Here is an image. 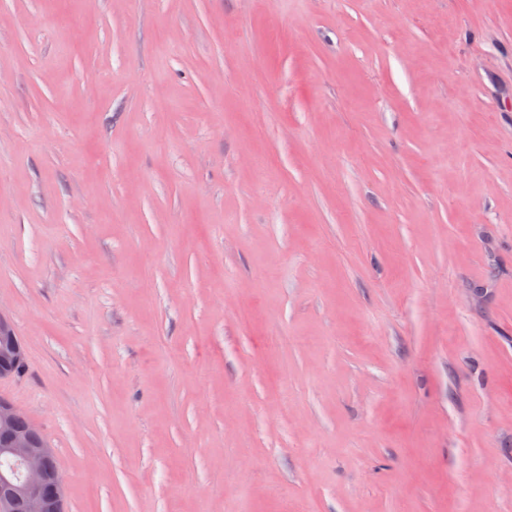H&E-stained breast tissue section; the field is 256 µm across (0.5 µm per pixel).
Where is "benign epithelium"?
Segmentation results:
<instances>
[{
	"mask_svg": "<svg viewBox=\"0 0 512 512\" xmlns=\"http://www.w3.org/2000/svg\"><path fill=\"white\" fill-rule=\"evenodd\" d=\"M25 360V349L14 324L0 314V379L14 374ZM21 410L0 397V456L12 461L0 470V512H14L21 501L26 512H63L65 488L52 448L33 423L19 428Z\"/></svg>",
	"mask_w": 512,
	"mask_h": 512,
	"instance_id": "7a95c632",
	"label": "benign epithelium"
}]
</instances>
